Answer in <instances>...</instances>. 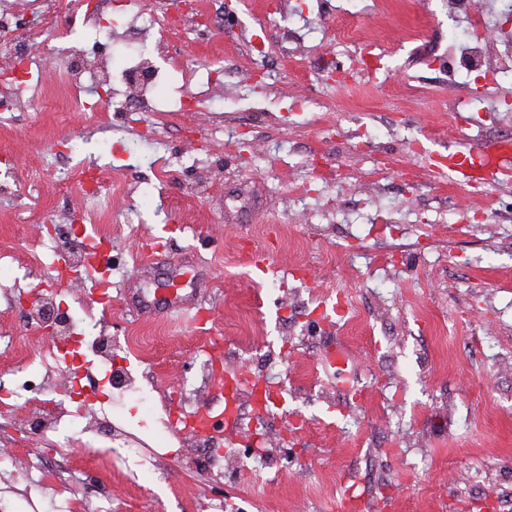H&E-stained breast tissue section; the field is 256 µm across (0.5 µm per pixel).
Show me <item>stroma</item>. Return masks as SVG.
<instances>
[{
	"mask_svg": "<svg viewBox=\"0 0 512 512\" xmlns=\"http://www.w3.org/2000/svg\"><path fill=\"white\" fill-rule=\"evenodd\" d=\"M362 7L198 0L215 24L186 20L181 55L224 78L197 111L63 112L50 95L0 116V329L44 351L28 316L42 293L113 338L147 337L117 361L149 398L134 410L92 390L96 409L59 456L0 414V451L15 457L0 512H72L83 497L91 512H330L348 494L381 512H512V172L482 193L432 172L460 134L512 129V76L505 106L462 128L451 104L477 86L448 81V45L464 36L448 0ZM345 20L358 42L337 39ZM362 52L374 70L352 67ZM69 146L119 190L59 194ZM48 222L109 241L107 301L56 279L60 258L75 274L84 260L44 247ZM37 256L50 272L36 275ZM173 286L200 314L140 309ZM339 347L354 359L346 387L323 367ZM218 366L272 390L257 420L225 424L220 473L169 417L212 396ZM102 417L128 444L95 447ZM47 459L62 488L41 483ZM100 482L111 499L89 496Z\"/></svg>",
	"mask_w": 512,
	"mask_h": 512,
	"instance_id": "35a3bbf8",
	"label": "stroma"
}]
</instances>
